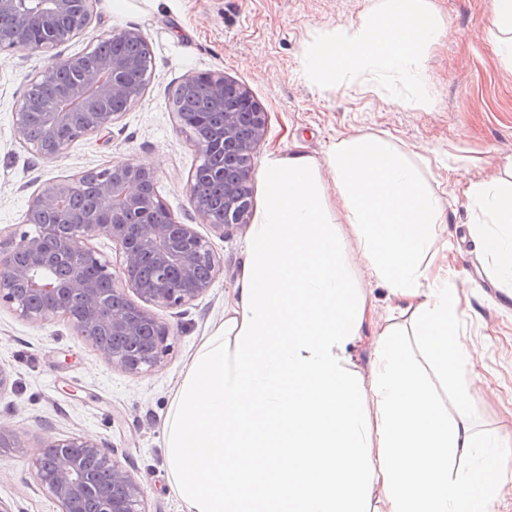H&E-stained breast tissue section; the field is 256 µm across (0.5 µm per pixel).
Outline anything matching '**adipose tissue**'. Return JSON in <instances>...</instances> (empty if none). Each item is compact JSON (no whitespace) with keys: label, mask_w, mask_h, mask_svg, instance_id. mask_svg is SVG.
Segmentation results:
<instances>
[{"label":"adipose tissue","mask_w":512,"mask_h":512,"mask_svg":"<svg viewBox=\"0 0 512 512\" xmlns=\"http://www.w3.org/2000/svg\"><path fill=\"white\" fill-rule=\"evenodd\" d=\"M437 32L426 0H376L302 74L321 91L366 74L417 86L416 52ZM325 164L328 184L302 154L263 164L234 303L164 422L172 488L184 512H497L512 436L475 430L469 388L447 411L422 370L455 384L477 354L436 266L445 208L386 138H339ZM465 196L469 235L512 287V182L475 178ZM373 284L388 311L369 335Z\"/></svg>","instance_id":"1"}]
</instances>
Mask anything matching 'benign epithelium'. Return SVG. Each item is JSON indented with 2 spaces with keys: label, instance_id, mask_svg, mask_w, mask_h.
<instances>
[{
  "label": "benign epithelium",
  "instance_id": "obj_1",
  "mask_svg": "<svg viewBox=\"0 0 512 512\" xmlns=\"http://www.w3.org/2000/svg\"><path fill=\"white\" fill-rule=\"evenodd\" d=\"M95 0H0V15H10L14 27L0 30V48L24 47L47 51L83 32ZM138 62L112 57L95 69H83L59 93L60 105L42 114L43 135L28 137L32 113L28 103L39 83L53 78L59 67L78 68L75 58L52 59L31 82L14 115L19 139L36 154L58 157L83 134L121 117L119 112H75V105L93 97L121 99L131 106L141 92L125 80ZM206 86L211 107L219 116L214 140L195 139L208 168L215 146L224 148V201L230 208L219 215L189 188L191 204L202 223L217 231L243 222L251 202L248 185L256 146L267 129V113L250 92L222 73H205L185 80ZM100 198L96 208L73 224L67 202L77 180L53 183L30 201L26 223L37 234L11 239L0 255V303L24 320L41 323L50 315L66 318L77 335L90 340L108 361L130 373L156 367L166 352L169 329L148 309L133 302L123 282L146 304L173 309L207 291L217 263L203 236L191 224L177 221L155 195L142 192L155 171L126 163L94 172ZM104 235L119 254L114 265L89 246ZM115 449L82 437L53 440L35 460L39 487L59 506V512H145L141 484L114 458Z\"/></svg>",
  "mask_w": 512,
  "mask_h": 512
}]
</instances>
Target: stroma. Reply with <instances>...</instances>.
<instances>
[{
    "mask_svg": "<svg viewBox=\"0 0 512 512\" xmlns=\"http://www.w3.org/2000/svg\"><path fill=\"white\" fill-rule=\"evenodd\" d=\"M373 0H96L88 28L53 51L0 50V236L35 233L31 198L59 179L119 162L148 163L159 198L176 220L195 225L219 263L210 288L190 305L163 311L167 350L155 369L129 373L109 363L64 317L35 324L0 307V424L14 435L0 444V503L11 512H59L36 482V451L49 441L85 437L116 451L146 490V512H182L170 486L163 423L172 395L204 336L224 320L241 275L250 229L215 232L199 223L188 188L202 158L181 131L170 86L220 72L247 87L264 107L266 136L255 168L272 152L325 163L336 138L391 139L419 166L448 218V275L464 309L460 330L477 350L468 413L476 429L512 432V290L500 287L474 240L464 189L469 177H512V61L497 55L489 32L492 0H427L442 31L416 57L425 83L394 78L346 80L318 93L301 73L304 53L323 33L359 21ZM141 30L152 56L143 96L113 124L89 132L59 158L19 143L14 114L30 79L52 58L79 57L104 37Z\"/></svg>",
    "mask_w": 512,
    "mask_h": 512,
    "instance_id": "1",
    "label": "stroma"
}]
</instances>
